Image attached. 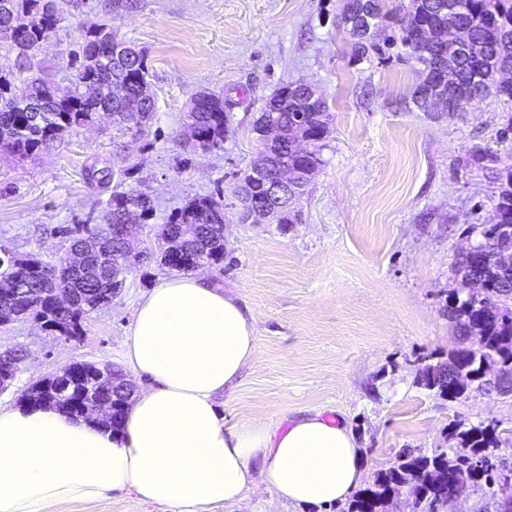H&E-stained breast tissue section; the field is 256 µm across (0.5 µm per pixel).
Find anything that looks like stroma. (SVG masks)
I'll use <instances>...</instances> for the list:
<instances>
[{"label": "stroma", "mask_w": 512, "mask_h": 512, "mask_svg": "<svg viewBox=\"0 0 512 512\" xmlns=\"http://www.w3.org/2000/svg\"><path fill=\"white\" fill-rule=\"evenodd\" d=\"M105 0H76L42 46L57 78L70 75L78 26L104 15ZM375 29L381 52L357 56L338 18L344 0H139L114 15L119 34L144 50L157 103L145 134L111 119L74 129L37 155H0V249L55 255L60 230L104 221L110 189L89 167L109 168L126 191L153 195L143 236L199 195L223 193L224 261L204 268L247 307L257 360L218 396L227 424L284 425L321 412L353 430L367 476L402 448H453L452 424L494 426L496 463L512 469V392L470 387L448 401L417 383L423 357L446 359L463 341L445 311L468 289L453 271L458 254L495 222L499 174L512 167V101L490 93L460 112H423L411 93L421 79L391 16ZM318 86L332 115L324 160L300 200L298 224H243L236 186L255 149L253 127L267 98L289 83ZM235 104L220 151H187L178 135L198 90ZM167 276L134 269L85 334L64 341L33 324L0 328V352L28 357L0 407L17 405L42 375L74 361L120 364L134 307ZM48 512H157L116 493ZM213 512H300L265 480L240 502Z\"/></svg>", "instance_id": "1"}]
</instances>
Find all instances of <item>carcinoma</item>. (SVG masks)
I'll return each mask as SVG.
<instances>
[{"label":"carcinoma","instance_id":"carcinoma-1","mask_svg":"<svg viewBox=\"0 0 512 512\" xmlns=\"http://www.w3.org/2000/svg\"><path fill=\"white\" fill-rule=\"evenodd\" d=\"M453 3L461 7L460 19L470 27L472 54L477 62L462 55L452 61L444 43L433 37L426 42L414 38L415 27L429 22L442 28L448 21V12L442 7ZM9 9L29 18L21 30L9 23L10 14L0 10V47L10 50H30L24 70L0 72V149L26 159L40 151L43 145L94 122L96 113L108 107L112 124L122 129L136 128L143 117V108L136 106V85L148 79L149 68L145 54L137 52L130 60L116 50L122 38L105 19L89 27L78 28L76 49L71 52L70 66L75 73L59 82L47 79L43 62L37 59L40 43L67 20L70 0H0ZM407 26L401 37L411 50L412 59L423 68L437 65L446 70L454 68L459 79L474 93L476 102L491 89H499L498 76L504 69H512V0H408L403 7ZM495 18L494 29L483 27V21ZM125 84L128 99L112 98V86ZM224 96L211 94L201 107L185 113L183 124H192L197 134L205 136L198 144L182 139L189 150L222 149L228 132V115ZM263 115L281 126L278 142L254 153L241 182L256 199L262 197L263 181L276 168H319L323 164L321 142L329 133L332 121L326 101L307 102V96L298 85L284 86L270 97L262 108ZM308 137L316 138L312 156L299 157L294 144ZM136 204L140 220L153 216L154 204L142 193L126 192L113 186L107 201L106 223L65 228L62 234L70 239V246L89 239L100 240L105 248L121 254L123 264L115 273L128 275L132 268L144 261L143 252L126 246L124 239L112 234V226L120 223V211L126 204ZM220 200L213 195L198 196L170 215L161 225L158 236L176 233L183 236L187 253L210 266L224 262V218L214 217ZM496 223L482 231L484 250L474 257L456 262V272L472 277L479 283L467 297L454 304L446 302L448 317L455 320L462 336L480 337L474 348L457 350L445 362L428 363L421 370L418 384L445 400L454 401L466 394L470 385L490 386L496 390L512 383V294L502 296V279L497 271L495 255L500 246L494 243V234L500 225L512 226V171L502 179L495 205ZM62 263V256L49 261L37 256H23L3 250L0 257V280L15 283L16 295L0 296V318L32 308L31 318L41 321V327L54 335L69 340L83 335V322L112 302L107 295L112 289V275L106 276L88 261L81 273H67L50 280L46 271ZM63 288L73 296V305H58L53 289ZM496 367V377L486 378L489 367ZM100 370L112 371V364L74 361L70 364L72 386L63 394L57 384L48 378L33 382L26 397L37 404L52 403L69 416L84 414V406L98 399L89 382ZM452 436L460 447L453 454L437 448L425 453L419 448H402L396 453L392 466L376 472L373 482L360 489L349 501L346 512H383L393 494L407 487L413 497L411 512H443V498L456 488L466 489L482 484L491 497H496L500 474L482 462L498 446L495 428L472 426L460 429L453 426Z\"/></svg>","mask_w":512,"mask_h":512}]
</instances>
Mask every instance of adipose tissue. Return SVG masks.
<instances>
[{"label": "adipose tissue", "instance_id": "obj_1", "mask_svg": "<svg viewBox=\"0 0 512 512\" xmlns=\"http://www.w3.org/2000/svg\"><path fill=\"white\" fill-rule=\"evenodd\" d=\"M257 354L254 321L238 298L203 275L163 280L133 311L122 357L146 385L119 432L52 407L0 410V512H47L114 491L205 512L243 499L258 471L288 502L318 512L344 503L365 475L346 425L318 412L283 431L220 417L217 397Z\"/></svg>", "mask_w": 512, "mask_h": 512}]
</instances>
